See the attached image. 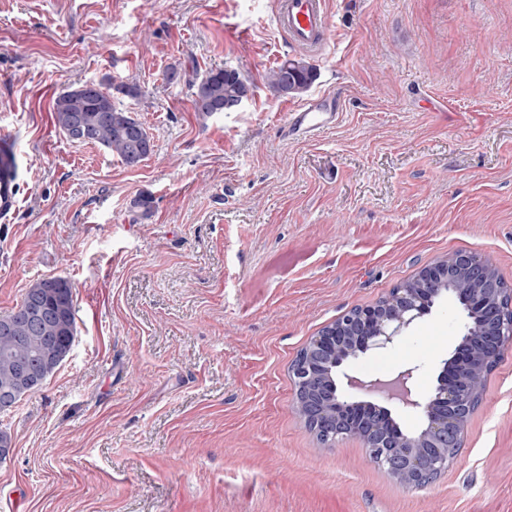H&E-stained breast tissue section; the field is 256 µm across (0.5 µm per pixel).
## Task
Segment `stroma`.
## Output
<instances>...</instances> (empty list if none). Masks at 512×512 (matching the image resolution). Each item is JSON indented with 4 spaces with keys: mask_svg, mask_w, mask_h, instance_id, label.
<instances>
[{
    "mask_svg": "<svg viewBox=\"0 0 512 512\" xmlns=\"http://www.w3.org/2000/svg\"><path fill=\"white\" fill-rule=\"evenodd\" d=\"M276 7L0 0V131L23 167L0 317L62 277L76 318L66 359L0 416V512H512V350L458 456L416 490L358 439L322 446L290 373L324 326L456 251L512 287V0H327L306 97L337 96L339 117L307 140L284 135L295 100L267 84L295 55ZM224 66L253 93L200 116L193 86ZM85 81L138 86L117 98L153 138L138 168L56 127V97ZM459 318L443 297L349 361L339 398H368L347 376L408 365L430 397Z\"/></svg>",
    "mask_w": 512,
    "mask_h": 512,
    "instance_id": "1",
    "label": "stroma"
}]
</instances>
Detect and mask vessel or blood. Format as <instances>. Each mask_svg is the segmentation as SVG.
<instances>
[{"label": "vessel or blood", "mask_w": 512, "mask_h": 512, "mask_svg": "<svg viewBox=\"0 0 512 512\" xmlns=\"http://www.w3.org/2000/svg\"><path fill=\"white\" fill-rule=\"evenodd\" d=\"M277 29L296 50L326 55L331 31L325 0H277L274 15ZM339 112L331 97L325 96L291 109L286 117L290 136L309 138L316 132L333 127ZM19 168L13 142L0 136V219L9 220L17 210Z\"/></svg>", "instance_id": "vessel-or-blood-1"}]
</instances>
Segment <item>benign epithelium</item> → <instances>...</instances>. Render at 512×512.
Here are the masks:
<instances>
[{
  "mask_svg": "<svg viewBox=\"0 0 512 512\" xmlns=\"http://www.w3.org/2000/svg\"><path fill=\"white\" fill-rule=\"evenodd\" d=\"M412 282L413 288H399L381 302L345 312L308 342L292 366L297 381L295 404L310 430L330 444L348 437L359 439L405 489L425 487L447 468L450 449L463 442L474 412L473 401L482 381L481 363L498 360L512 347V310L503 305L497 274L482 258L472 252L450 254L423 267ZM453 284L462 285L467 294L466 306L462 307L465 319L478 320L482 329L476 332L464 325L461 342L452 355L453 368L438 377L431 397L413 396L415 366L402 368L386 381L355 380L345 375L348 383L364 390L395 387L398 405L426 420L423 434L397 435L375 405L340 401L336 369L360 354L388 348ZM25 312L35 326L50 317L37 300L30 301ZM17 374V387L0 392L1 412L17 405L20 390L41 386L28 362L18 363Z\"/></svg>",
  "mask_w": 512,
  "mask_h": 512,
  "instance_id": "benign-epithelium-1",
  "label": "benign epithelium"
}]
</instances>
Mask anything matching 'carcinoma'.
Masks as SVG:
<instances>
[{
    "mask_svg": "<svg viewBox=\"0 0 512 512\" xmlns=\"http://www.w3.org/2000/svg\"><path fill=\"white\" fill-rule=\"evenodd\" d=\"M317 78L315 65L304 59H286L268 75L271 90L280 97H300ZM252 89L241 72L231 66L211 69L195 85L194 111L210 117L224 111V101L240 98L247 100ZM56 126L70 136L73 117L87 131L81 144L97 145L117 155L128 167H136L150 154L147 145L151 137L141 122L112 100V89L100 83L85 82L56 97L54 106ZM56 287H46L47 280L33 283L26 294H37L46 306L61 310L66 321L54 320L34 327L25 319L22 307L11 313L16 320L17 343L0 335V390L14 382L15 363L19 359L30 361L33 368L50 376L59 366L55 352L70 353L75 337V313L72 285L64 278L54 279Z\"/></svg>",
    "mask_w": 512,
    "mask_h": 512,
    "instance_id": "cac0c4a2",
    "label": "carcinoma"
}]
</instances>
